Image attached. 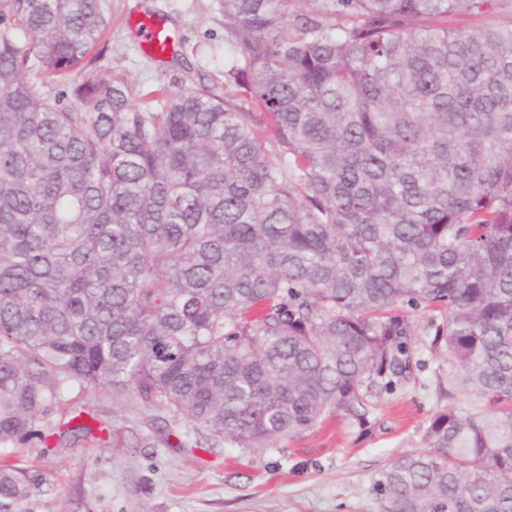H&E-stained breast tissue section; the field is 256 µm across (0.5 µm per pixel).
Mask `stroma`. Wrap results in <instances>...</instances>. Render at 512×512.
Segmentation results:
<instances>
[{
	"instance_id": "stroma-1",
	"label": "stroma",
	"mask_w": 512,
	"mask_h": 512,
	"mask_svg": "<svg viewBox=\"0 0 512 512\" xmlns=\"http://www.w3.org/2000/svg\"><path fill=\"white\" fill-rule=\"evenodd\" d=\"M111 28L106 74L134 86L177 91L223 85L224 25L214 0H104ZM152 14L174 32L171 53L149 59L134 33ZM415 363L409 380L382 393L366 424L327 419L321 427L267 450L211 443L175 412L147 409L126 396L92 390L82 423L109 425L107 442L64 440L15 448L21 465L44 472L52 487L36 512H381L376 481L392 459L425 449L423 432L443 405L448 363L430 347L427 313L414 316Z\"/></svg>"
}]
</instances>
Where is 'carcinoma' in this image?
<instances>
[{
  "mask_svg": "<svg viewBox=\"0 0 512 512\" xmlns=\"http://www.w3.org/2000/svg\"><path fill=\"white\" fill-rule=\"evenodd\" d=\"M498 0H218L224 83L134 99L102 0H0V449L65 390L275 448L448 362L382 512H512V22ZM460 15L483 25H448ZM72 104L54 85L74 71ZM43 474L0 461V512Z\"/></svg>",
  "mask_w": 512,
  "mask_h": 512,
  "instance_id": "1",
  "label": "carcinoma"
}]
</instances>
